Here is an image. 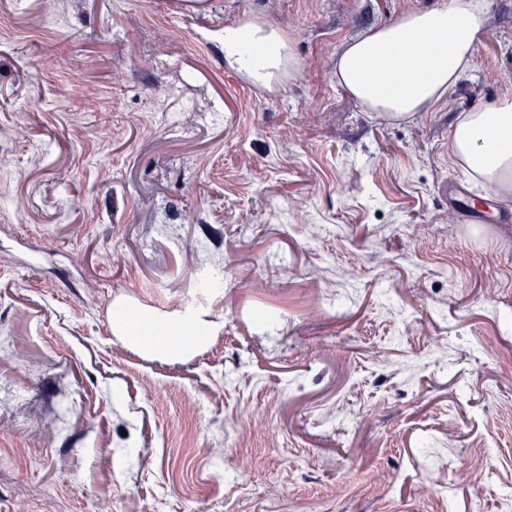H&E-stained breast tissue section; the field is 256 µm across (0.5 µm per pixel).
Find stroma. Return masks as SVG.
Masks as SVG:
<instances>
[{
	"mask_svg": "<svg viewBox=\"0 0 512 512\" xmlns=\"http://www.w3.org/2000/svg\"><path fill=\"white\" fill-rule=\"evenodd\" d=\"M441 2L0 0V512H512V207L448 154L512 0L433 111L336 83ZM255 17L284 91L224 61Z\"/></svg>",
	"mask_w": 512,
	"mask_h": 512,
	"instance_id": "35a3bbf8",
	"label": "stroma"
}]
</instances>
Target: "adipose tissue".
Wrapping results in <instances>:
<instances>
[{
    "label": "adipose tissue",
    "instance_id": "obj_1",
    "mask_svg": "<svg viewBox=\"0 0 512 512\" xmlns=\"http://www.w3.org/2000/svg\"><path fill=\"white\" fill-rule=\"evenodd\" d=\"M483 0H447L400 14L349 40L336 82L368 112L409 120L448 102L471 70L477 35L488 25ZM230 69L265 87L295 61L277 28L257 20L224 29ZM454 164L500 201H512V98L459 114L449 137Z\"/></svg>",
    "mask_w": 512,
    "mask_h": 512
}]
</instances>
